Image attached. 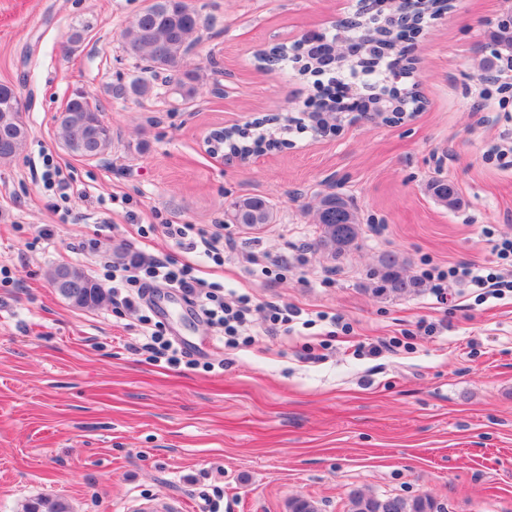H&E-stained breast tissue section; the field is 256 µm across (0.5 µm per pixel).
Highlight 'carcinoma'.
Here are the masks:
<instances>
[{"mask_svg": "<svg viewBox=\"0 0 512 512\" xmlns=\"http://www.w3.org/2000/svg\"><path fill=\"white\" fill-rule=\"evenodd\" d=\"M211 24L205 22L200 10L191 0H151L142 12L136 15L122 33L124 49L135 60L143 63L141 75L127 84L112 88L113 96L125 99L130 96L143 97L151 92L158 78H163L167 91L177 101L187 102L195 98L201 80L200 72L185 64L190 47L203 39ZM377 26H363L359 33L365 46L367 58L384 59L389 53L402 54L397 49V40H381L376 37ZM492 59L485 64L490 70L503 62L512 65V29L497 27L492 35ZM280 55L282 60L305 59L299 69L305 75L308 68L317 64L314 54L307 46H275L260 54V61L269 55ZM367 58L356 60V65L367 63ZM18 94L7 84H0V162L12 161L24 150L28 130L17 107ZM63 117L57 120L60 139L69 144L71 155L86 158L98 155L103 147L112 146V128L104 121L99 110L84 99L71 100L62 110ZM273 146L263 138L248 139L235 134L223 141L224 151L232 156H245L261 151L263 145ZM432 195L442 205L457 209L461 199L455 185L446 180H436L430 186ZM273 219L270 202L259 195L238 198L232 204L229 221L233 224L253 226L269 224ZM315 221L321 227L320 247L337 258L345 255L357 243L360 236V220L353 204L346 198L327 193L320 197L315 207ZM381 278L386 289L402 294L413 287L414 282L405 274L403 265L393 254L380 259ZM87 284L82 292L74 295L58 287L60 277ZM50 282L60 295L78 307L99 306L108 300L101 288L92 284L84 271L76 266H59L50 272ZM23 512H69V506L61 499L37 498L23 505ZM349 512H434V503L426 496L407 499L399 496L384 498L367 495L360 490L349 497Z\"/></svg>", "mask_w": 512, "mask_h": 512, "instance_id": "cac0c4a2", "label": "carcinoma"}]
</instances>
